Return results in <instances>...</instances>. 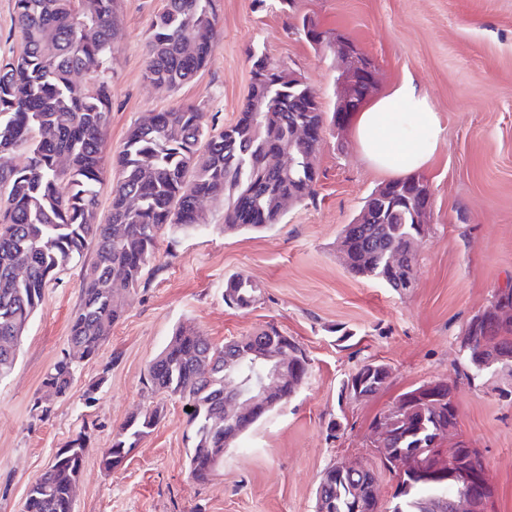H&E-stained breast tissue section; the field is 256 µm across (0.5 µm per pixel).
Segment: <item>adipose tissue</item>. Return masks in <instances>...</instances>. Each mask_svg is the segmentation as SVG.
Segmentation results:
<instances>
[{
	"label": "adipose tissue",
	"mask_w": 512,
	"mask_h": 512,
	"mask_svg": "<svg viewBox=\"0 0 512 512\" xmlns=\"http://www.w3.org/2000/svg\"><path fill=\"white\" fill-rule=\"evenodd\" d=\"M353 119L364 159L391 175L411 174L427 165L443 133L440 114L408 81L395 85Z\"/></svg>",
	"instance_id": "1"
}]
</instances>
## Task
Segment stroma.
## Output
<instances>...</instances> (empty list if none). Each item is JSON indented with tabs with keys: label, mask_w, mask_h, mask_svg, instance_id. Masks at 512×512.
Listing matches in <instances>:
<instances>
[{
	"label": "stroma",
	"mask_w": 512,
	"mask_h": 512,
	"mask_svg": "<svg viewBox=\"0 0 512 512\" xmlns=\"http://www.w3.org/2000/svg\"><path fill=\"white\" fill-rule=\"evenodd\" d=\"M165 0H119L120 25L106 76L112 116L103 156L122 150L130 126L150 113L193 102L220 124L235 122L250 90L251 51L300 73L325 111L336 105L342 64L314 49L292 26L308 19L340 31L379 69L378 94L409 79L440 112L445 132L420 171L432 193L427 235L417 244L413 288L351 273L340 251L345 224L389 176L362 157L352 131L326 135L317 154L323 176L315 203L288 204L270 232L227 234L223 203L207 209L208 234L161 246L162 269L125 298V313L99 357L83 363L74 398L51 399L37 418L35 398L67 346L79 303L80 266L50 285L23 336L16 364L0 381V512H22L30 483L47 470L84 422L88 442L75 512H315L323 471L336 462L368 465L372 419L402 391L424 383L457 385L460 435L479 448L495 487V512H512V374L472 382L455 373L461 338L475 314L512 278V0H217L223 34L208 66L172 91L145 76L151 24ZM258 283L246 310L224 303V280ZM197 325L217 342L269 324L307 351L312 370L288 404L273 410L224 452L204 485L187 475L190 428L182 401L160 400L141 377L173 329ZM388 363L387 387L361 400H339V387L364 359ZM99 383L96 400L78 395ZM154 432L120 467L105 471L104 448L132 413L156 404ZM345 418L337 438L330 416Z\"/></svg>",
	"instance_id": "35a3bbf8"
}]
</instances>
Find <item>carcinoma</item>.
I'll return each mask as SVG.
<instances>
[{
    "instance_id": "1",
    "label": "carcinoma",
    "mask_w": 512,
    "mask_h": 512,
    "mask_svg": "<svg viewBox=\"0 0 512 512\" xmlns=\"http://www.w3.org/2000/svg\"><path fill=\"white\" fill-rule=\"evenodd\" d=\"M22 34L20 54L0 63V380L15 366L18 344L45 288L81 259L80 299L63 349L43 385L65 395L84 361L100 355L112 326L123 316V295L146 285L160 243H177L207 233L209 202L224 201L223 230L266 231L279 224L290 202L313 200L320 172L317 152L325 133L344 131L350 115L374 93L376 65L338 76L336 107L323 110L316 92L264 53L249 54L248 98L230 125L207 124L198 105L183 102L152 112L128 131L113 161L119 177L111 187L110 210L99 219L103 145L112 112L106 63L119 17L117 0H14ZM306 39L343 61L353 43L302 20ZM218 45L215 0H166L147 43V80L177 89L204 69ZM23 154L19 166L12 157ZM432 207L423 179L408 176L373 190L340 247L356 274L395 290L414 286L416 241ZM224 303L246 309L259 286L235 277ZM463 377L486 372L512 374V284L498 289L469 322ZM269 323L248 336L215 343L192 323L179 324L148 365L142 384L164 398L193 408L188 475L205 484L224 460V449L251 430L271 407L288 402L311 366L296 341ZM288 359V387H276L259 409L244 412L224 390V377L256 379L254 353ZM389 366L366 361L341 385V394L363 398L385 389ZM401 392L369 428L383 468L400 488L386 512H491L495 490L472 486L468 471L483 455L463 441L443 442L458 418L418 395ZM160 407L131 415L115 432L101 463L110 471L155 430ZM84 424L49 469L28 489L25 512H74L89 431ZM379 493L371 467L336 465L320 476L316 512H353L354 502Z\"/></svg>"
}]
</instances>
